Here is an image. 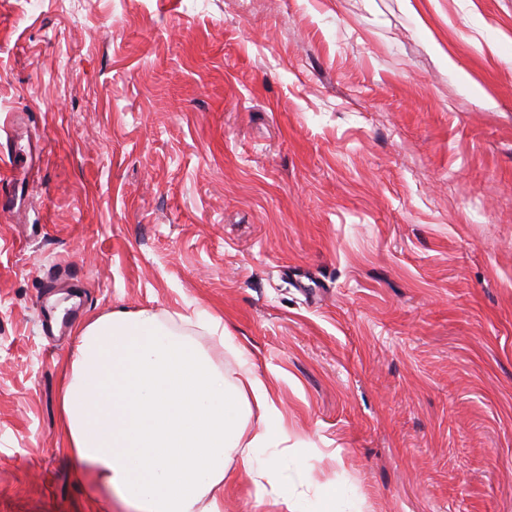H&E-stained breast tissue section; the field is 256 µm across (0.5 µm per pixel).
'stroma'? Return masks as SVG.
<instances>
[{"mask_svg":"<svg viewBox=\"0 0 512 512\" xmlns=\"http://www.w3.org/2000/svg\"><path fill=\"white\" fill-rule=\"evenodd\" d=\"M0 194V512H84L60 361L145 307L275 386L312 512H512V0H0Z\"/></svg>","mask_w":512,"mask_h":512,"instance_id":"35a3bbf8","label":"stroma"}]
</instances>
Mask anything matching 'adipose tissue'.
<instances>
[{
  "label": "adipose tissue",
  "mask_w": 512,
  "mask_h": 512,
  "mask_svg": "<svg viewBox=\"0 0 512 512\" xmlns=\"http://www.w3.org/2000/svg\"><path fill=\"white\" fill-rule=\"evenodd\" d=\"M195 318L216 344L203 347L148 309L116 310L79 331L59 407L88 512H224L234 459L283 512H308L282 478V457L262 454L288 440L271 388L247 366L226 378L216 364L228 341L219 320Z\"/></svg>",
  "instance_id": "1"
}]
</instances>
